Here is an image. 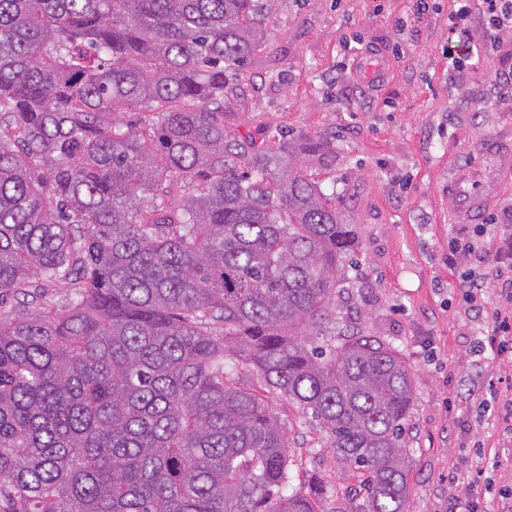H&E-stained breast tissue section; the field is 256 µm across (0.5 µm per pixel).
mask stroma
I'll list each match as a JSON object with an SVG mask.
<instances>
[{"label": "stroma", "instance_id": "stroma-1", "mask_svg": "<svg viewBox=\"0 0 512 512\" xmlns=\"http://www.w3.org/2000/svg\"><path fill=\"white\" fill-rule=\"evenodd\" d=\"M275 0L265 47L227 93L225 132L268 148L280 135L333 142L336 165L311 174L339 198L358 227L360 249L343 282L359 307L357 325L402 350L415 402L403 441L410 450V512H448L471 498L467 472L480 452L506 463L486 468L482 512H512V359L476 354L486 324L454 290L466 261L448 265V243L465 225L512 208V103H503L490 53L464 71L449 69L457 0ZM385 61L366 74L367 55ZM481 208L468 207L470 198ZM238 383L257 391L286 429L289 476L318 512H349L357 470L336 463L310 416L270 391L246 365Z\"/></svg>", "mask_w": 512, "mask_h": 512}]
</instances>
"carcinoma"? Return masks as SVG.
I'll use <instances>...</instances> for the list:
<instances>
[{
    "label": "carcinoma",
    "instance_id": "cac0c4a2",
    "mask_svg": "<svg viewBox=\"0 0 512 512\" xmlns=\"http://www.w3.org/2000/svg\"><path fill=\"white\" fill-rule=\"evenodd\" d=\"M272 2L0 0V512H316L239 358L366 474L355 512H409L411 367L334 316L333 143L224 133Z\"/></svg>",
    "mask_w": 512,
    "mask_h": 512
}]
</instances>
